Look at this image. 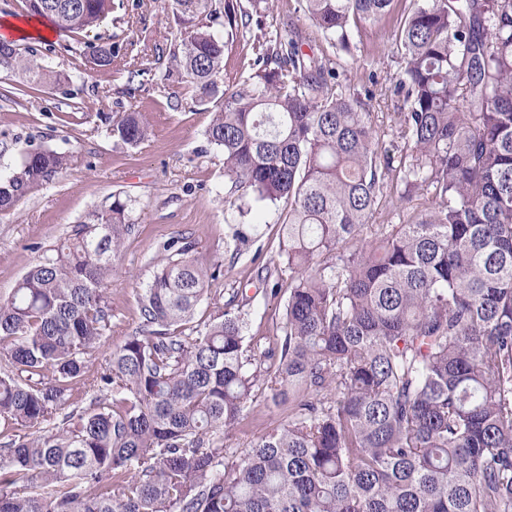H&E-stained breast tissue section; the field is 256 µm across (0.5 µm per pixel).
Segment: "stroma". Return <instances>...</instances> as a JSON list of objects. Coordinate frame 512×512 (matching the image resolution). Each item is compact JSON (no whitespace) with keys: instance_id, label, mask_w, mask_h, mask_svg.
Masks as SVG:
<instances>
[{"instance_id":"obj_1","label":"stroma","mask_w":512,"mask_h":512,"mask_svg":"<svg viewBox=\"0 0 512 512\" xmlns=\"http://www.w3.org/2000/svg\"><path fill=\"white\" fill-rule=\"evenodd\" d=\"M113 3L106 20L87 35L91 41L110 40V70L90 69L82 56L69 51L70 37L58 34L47 63L66 72L68 83L21 95L14 91V77L0 72V170L38 146L71 157L66 170L31 190L9 213L0 214V296L11 293L71 225L121 193L138 203V230L113 261L112 331L103 351L89 359V373H97L106 351L138 328V294L151 279L164 242L178 238L192 242L199 258L222 264L221 276L208 286L200 316L221 310L235 288L250 302L251 335L274 338L285 296L259 291L257 272L260 262L278 251V207L259 204L242 216L225 206L224 155L207 141L204 131L210 115L191 104L187 89L149 79L130 89L126 63L145 57L155 61L157 69H165L179 29L163 0ZM412 4L413 0H397L391 14L356 35L351 50L344 52L298 19L296 0H271V19L247 30L245 46L226 52L224 79L231 83L247 76L252 58L248 43L261 28L273 22L284 29L297 26L310 50L336 60L339 83L363 100L373 125L384 131V146L395 149L401 143L395 125L403 100L392 88L403 59L391 33ZM116 112L139 113L148 125L149 137L138 148L106 136L107 119ZM241 222L257 225L258 232L250 249L235 259L228 233L230 225ZM284 415L269 393L257 394L248 419L225 433V448L241 453L256 436L281 423Z\"/></svg>"}]
</instances>
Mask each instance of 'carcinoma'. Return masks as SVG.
<instances>
[{
	"label": "carcinoma",
	"mask_w": 512,
	"mask_h": 512,
	"mask_svg": "<svg viewBox=\"0 0 512 512\" xmlns=\"http://www.w3.org/2000/svg\"><path fill=\"white\" fill-rule=\"evenodd\" d=\"M297 2L348 52L394 0ZM22 3L74 37L112 11ZM167 4L183 36L165 79L209 106L224 202L241 215L249 200L284 203L267 269L287 294L279 335H249L236 290L195 319L219 267L172 240L137 330L89 377L112 331V258L137 227L135 201L113 195L0 297V512H512V0H416L400 20L397 157L298 33L255 37L252 71L220 89L224 51L261 0ZM92 56L112 67V45ZM0 71L22 92L62 83L14 41L0 40ZM107 133L137 148L148 127L125 112ZM69 162L40 148L0 172V211ZM388 180L396 203L426 190L433 204L410 224L368 223ZM229 229L239 255L251 237ZM78 387L94 393L83 411ZM260 390L284 421L227 453L224 432Z\"/></svg>",
	"instance_id": "obj_1"
}]
</instances>
